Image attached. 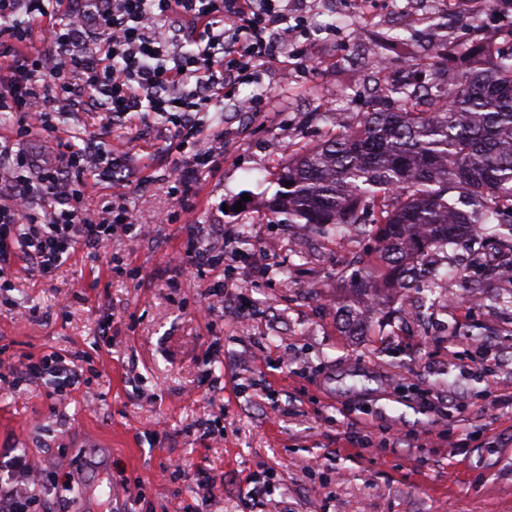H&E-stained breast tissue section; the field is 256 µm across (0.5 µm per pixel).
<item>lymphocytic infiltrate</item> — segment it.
I'll return each instance as SVG.
<instances>
[{
    "instance_id": "obj_1",
    "label": "lymphocytic infiltrate",
    "mask_w": 512,
    "mask_h": 512,
    "mask_svg": "<svg viewBox=\"0 0 512 512\" xmlns=\"http://www.w3.org/2000/svg\"><path fill=\"white\" fill-rule=\"evenodd\" d=\"M306 34L293 0H0V113H24L26 129L48 135L74 109L106 113L112 125L138 112L160 116L174 132V189L185 201L220 158L205 144L210 113L259 111L260 100L239 99V84L281 53L307 60ZM35 99L40 109H31ZM1 158V282L19 256L49 279L77 246L144 236L127 203L136 177L128 157L90 138L61 144L46 164L7 143ZM91 179L114 188L97 215L79 207ZM185 232L184 271L223 266L214 228L189 224ZM71 371L69 357L56 355L27 360L22 374L53 377L47 397L61 403ZM37 473L26 455L12 457L0 512H52L31 490Z\"/></svg>"
}]
</instances>
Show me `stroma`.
<instances>
[{
    "instance_id": "stroma-1",
    "label": "stroma",
    "mask_w": 512,
    "mask_h": 512,
    "mask_svg": "<svg viewBox=\"0 0 512 512\" xmlns=\"http://www.w3.org/2000/svg\"><path fill=\"white\" fill-rule=\"evenodd\" d=\"M315 68L272 67L239 86L272 97L258 112L226 113L224 156L190 201L176 197L168 133L153 116L106 128L101 112L78 111L60 137L100 136L127 155L147 182L128 204L153 237L77 247L52 279L16 259L0 288V373L25 357L78 352L66 403L49 400L50 380L0 382V461L25 453L43 470L42 490L63 473L104 474L99 512H512V281L483 278L496 255L452 246L449 267L479 280H448L420 321L374 318L350 336L339 279L367 262L375 242H336L301 224L271 223L257 198L290 154L314 146L333 119L354 122L376 98L364 83L373 59L385 83L405 68L431 85L472 46L483 60L512 50V8L482 0H308ZM405 39L406 51L382 38ZM171 223L157 225L159 214ZM188 224L224 227V306L200 318L212 271L179 275ZM37 310L20 326L7 313ZM109 321L111 344L97 346ZM219 343V356L208 348ZM368 437L351 438L353 423ZM184 474L160 479L171 460ZM213 478L209 489L197 470Z\"/></svg>"
}]
</instances>
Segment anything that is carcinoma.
Returning <instances> with one entry per match:
<instances>
[{
  "label": "carcinoma",
  "mask_w": 512,
  "mask_h": 512,
  "mask_svg": "<svg viewBox=\"0 0 512 512\" xmlns=\"http://www.w3.org/2000/svg\"><path fill=\"white\" fill-rule=\"evenodd\" d=\"M270 221L306 224L342 239L374 235L377 265L348 283L343 324L355 334L413 288H432L435 257L461 240L496 239L512 264V53L477 56L435 95L384 90L354 125L298 150L263 202Z\"/></svg>",
  "instance_id": "carcinoma-1"
}]
</instances>
